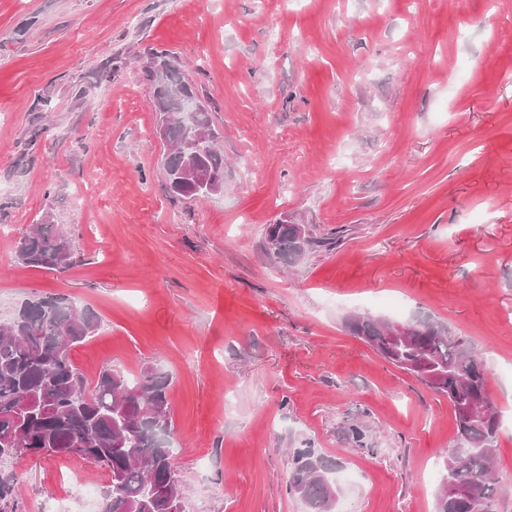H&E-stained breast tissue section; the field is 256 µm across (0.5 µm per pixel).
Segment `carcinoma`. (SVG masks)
<instances>
[{
  "instance_id": "obj_1",
  "label": "carcinoma",
  "mask_w": 512,
  "mask_h": 512,
  "mask_svg": "<svg viewBox=\"0 0 512 512\" xmlns=\"http://www.w3.org/2000/svg\"><path fill=\"white\" fill-rule=\"evenodd\" d=\"M153 86L155 111L166 124L167 151L163 170L174 200L197 198L179 181L186 154L197 152L203 173H224V154L215 147L211 117L200 108L204 133L188 140L187 114L175 111V89L191 91L179 69ZM266 254L276 262L298 263L309 251L328 242L307 235L302 242L295 225L270 224L265 231ZM72 238L56 224H36L17 245L19 260L29 267L64 272L73 265ZM412 336L389 333V322L360 313L347 324L350 333L392 364L407 371L435 372L433 391L448 397L457 426V439L448 449L446 475L438 491L437 512H494L502 488L491 474L499 415L461 416V410L488 396V371L470 341L450 328L428 320L407 322ZM100 322L90 308L65 294L35 296L21 303L13 316L0 321V460L50 452L79 457L102 467L108 482L100 494L99 512H130V506L149 499L150 512L183 510L166 433L172 419L169 376L150 370L138 380L110 366L90 382L74 365L71 350L97 334ZM329 466L310 449L293 454L291 492L301 490L312 512H322L334 487L318 476ZM14 475L0 471V512H17Z\"/></svg>"
}]
</instances>
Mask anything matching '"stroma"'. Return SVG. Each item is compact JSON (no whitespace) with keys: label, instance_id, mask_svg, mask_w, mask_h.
Masks as SVG:
<instances>
[{"label":"stroma","instance_id":"1","mask_svg":"<svg viewBox=\"0 0 512 512\" xmlns=\"http://www.w3.org/2000/svg\"><path fill=\"white\" fill-rule=\"evenodd\" d=\"M155 49L224 151L201 202L166 192ZM1 112L0 317L69 295L101 319L81 372L169 375L184 512H309L300 448L332 462L335 512H435L453 409L352 312L472 341L512 512V0H0ZM47 217L74 240L62 273L16 254ZM278 221L332 244L271 262ZM0 467L18 512H97L81 490L106 483L49 452Z\"/></svg>","mask_w":512,"mask_h":512}]
</instances>
